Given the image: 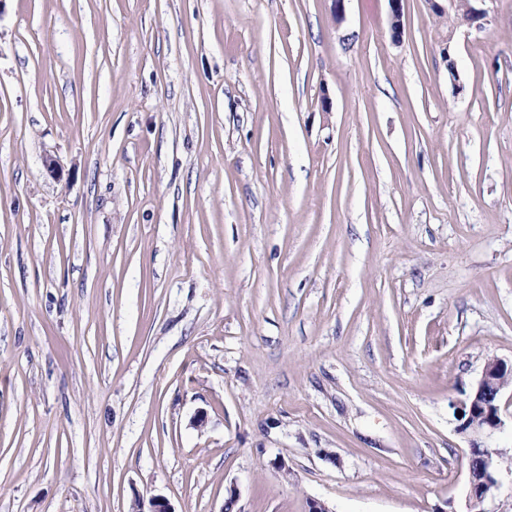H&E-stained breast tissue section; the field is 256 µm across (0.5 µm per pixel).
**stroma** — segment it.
<instances>
[{"label": "stroma", "mask_w": 512, "mask_h": 512, "mask_svg": "<svg viewBox=\"0 0 512 512\" xmlns=\"http://www.w3.org/2000/svg\"><path fill=\"white\" fill-rule=\"evenodd\" d=\"M482 7L0 0V512H464L451 403L512 359Z\"/></svg>", "instance_id": "35a3bbf8"}]
</instances>
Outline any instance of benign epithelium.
Masks as SVG:
<instances>
[{"instance_id": "1", "label": "benign epithelium", "mask_w": 512, "mask_h": 512, "mask_svg": "<svg viewBox=\"0 0 512 512\" xmlns=\"http://www.w3.org/2000/svg\"><path fill=\"white\" fill-rule=\"evenodd\" d=\"M389 8L392 36L397 40L403 31V0H389ZM507 377L512 378V362L490 358L474 388L453 403L458 429L470 436L469 454L473 455L469 460V512H479L477 507L498 484L499 454L486 445V440L503 426L499 399Z\"/></svg>"}]
</instances>
